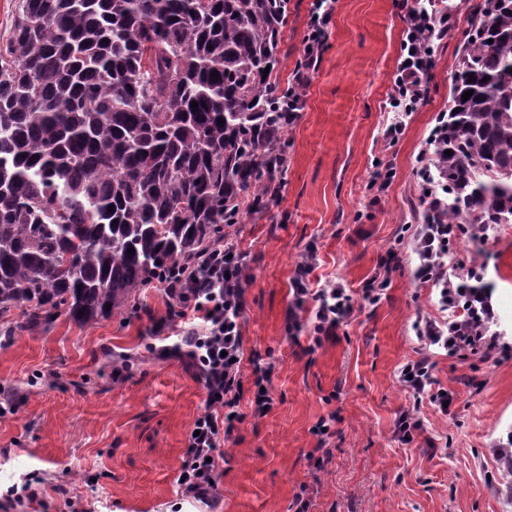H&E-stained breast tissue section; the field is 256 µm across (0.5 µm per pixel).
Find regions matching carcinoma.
Here are the masks:
<instances>
[{"label":"carcinoma","instance_id":"carcinoma-1","mask_svg":"<svg viewBox=\"0 0 512 512\" xmlns=\"http://www.w3.org/2000/svg\"><path fill=\"white\" fill-rule=\"evenodd\" d=\"M286 3L18 0L0 46V318L26 310L1 336L119 312L266 209L288 165ZM451 93L435 223L512 224V0H479Z\"/></svg>","mask_w":512,"mask_h":512}]
</instances>
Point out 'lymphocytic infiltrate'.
Returning a JSON list of instances; mask_svg holds the SVG:
<instances>
[{
  "instance_id": "f902f5d3",
  "label": "lymphocytic infiltrate",
  "mask_w": 512,
  "mask_h": 512,
  "mask_svg": "<svg viewBox=\"0 0 512 512\" xmlns=\"http://www.w3.org/2000/svg\"><path fill=\"white\" fill-rule=\"evenodd\" d=\"M422 2L402 0L405 37L389 92V104L395 118L386 130L393 141L404 133L405 117L428 97L426 74L433 63L430 39L443 38L450 31L447 14L422 10ZM334 9L335 0H312L303 55L291 80L292 91L285 116L288 124H295L304 109L305 91L311 73L321 63ZM456 236L457 227L453 224H425L417 235V278L438 288L442 309L462 311L461 317L445 323L419 320L417 334L453 355L480 351L488 356L498 350L507 351V344L499 340H492L487 345L482 342L484 328L494 319L488 291L470 285L465 275L455 281L448 278V249ZM316 264L317 253L312 249L296 263L291 278L293 303L301 307L307 300H314L313 331L319 336H329L351 315L352 296L342 284L333 281L322 288L311 289L309 276ZM245 278V268L233 247L222 246L199 255L187 266L184 279L168 284L169 290L174 292L184 288L194 291L177 314L180 321L177 342L162 346L159 353L166 356L186 352L192 364L205 376L206 409L193 424L195 433L187 438V451L180 467L183 489L202 500L216 489L213 456L220 446L221 435H232L246 415H266L274 403L264 389L268 372L259 368L255 371L256 392L250 403L251 411L245 414L239 410L240 361L243 357L240 319ZM399 380L414 396L427 397L436 407H443L447 401L436 385L433 366L428 359L405 363L400 369Z\"/></svg>"
}]
</instances>
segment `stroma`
Masks as SVG:
<instances>
[{
  "label": "stroma",
  "mask_w": 512,
  "mask_h": 512,
  "mask_svg": "<svg viewBox=\"0 0 512 512\" xmlns=\"http://www.w3.org/2000/svg\"><path fill=\"white\" fill-rule=\"evenodd\" d=\"M311 0H288L281 76L302 51ZM400 0H336L324 55L290 127L288 170L262 215L225 227L246 263L239 407L247 414L217 459L218 495L206 505L176 484L186 439L205 410L204 384L187 359L159 358L157 327L169 318L163 289L125 309L79 324L0 336V512H512V475L495 448L512 437V352L486 361L425 345L421 318L446 321L431 285L415 281L420 228L417 170L450 84L477 0H444L453 21L434 50L429 97L399 140L383 132L401 54ZM394 173L380 193L377 163ZM315 249L313 287L342 283L354 302L334 336L314 345L309 307L293 309L297 260ZM451 270L475 269L492 287L496 316H512V224L459 237ZM388 275L377 304L368 282ZM301 324L286 330L289 317ZM425 356L453 402L447 414L416 400L401 366ZM269 371L274 399L249 414L254 370ZM418 408L411 444L395 420ZM335 415L332 436L314 428Z\"/></svg>",
  "instance_id": "obj_1"
}]
</instances>
